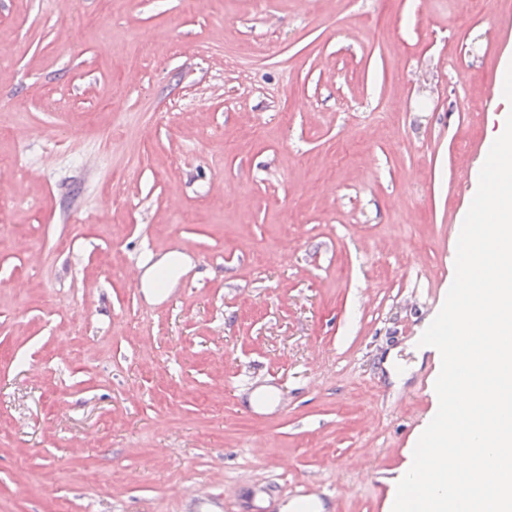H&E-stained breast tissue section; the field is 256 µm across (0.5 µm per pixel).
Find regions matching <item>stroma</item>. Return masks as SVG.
I'll use <instances>...</instances> for the list:
<instances>
[{
    "label": "stroma",
    "mask_w": 512,
    "mask_h": 512,
    "mask_svg": "<svg viewBox=\"0 0 512 512\" xmlns=\"http://www.w3.org/2000/svg\"><path fill=\"white\" fill-rule=\"evenodd\" d=\"M512 0H0V512L268 484L388 512ZM181 246L167 296L133 284Z\"/></svg>",
    "instance_id": "1"
}]
</instances>
